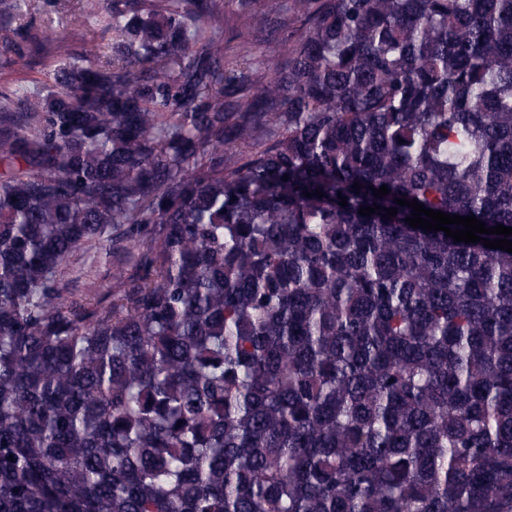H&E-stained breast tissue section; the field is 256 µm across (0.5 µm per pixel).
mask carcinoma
I'll return each instance as SVG.
<instances>
[{"instance_id": "cac0c4a2", "label": "carcinoma", "mask_w": 512, "mask_h": 512, "mask_svg": "<svg viewBox=\"0 0 512 512\" xmlns=\"http://www.w3.org/2000/svg\"><path fill=\"white\" fill-rule=\"evenodd\" d=\"M29 2L0 512H512V253L394 201L512 227V0H81L101 54ZM51 59L33 57V64L28 69L20 73L11 75L0 74V92H3L5 86L15 88L35 87L37 84L47 83L46 74L51 69ZM78 259L76 264H73L69 275L67 277L68 280H74V278L78 275V270L80 268L84 269V271H90L93 276H95L99 281H101L105 286L108 285L107 277H106V267L102 261L98 258V253L95 249L90 250H82L77 255Z\"/></svg>"}]
</instances>
